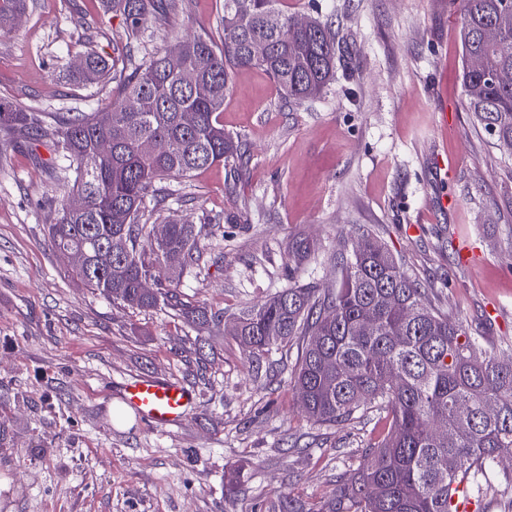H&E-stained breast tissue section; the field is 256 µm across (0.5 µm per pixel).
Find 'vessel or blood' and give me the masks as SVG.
I'll use <instances>...</instances> for the list:
<instances>
[{
    "instance_id": "vessel-or-blood-1",
    "label": "vessel or blood",
    "mask_w": 512,
    "mask_h": 512,
    "mask_svg": "<svg viewBox=\"0 0 512 512\" xmlns=\"http://www.w3.org/2000/svg\"><path fill=\"white\" fill-rule=\"evenodd\" d=\"M124 403L144 424L164 429L181 424L194 404V392L162 376L137 377L123 383Z\"/></svg>"
}]
</instances>
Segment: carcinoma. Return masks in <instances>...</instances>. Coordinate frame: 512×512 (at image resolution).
<instances>
[{
  "instance_id": "carcinoma-1",
  "label": "carcinoma",
  "mask_w": 512,
  "mask_h": 512,
  "mask_svg": "<svg viewBox=\"0 0 512 512\" xmlns=\"http://www.w3.org/2000/svg\"><path fill=\"white\" fill-rule=\"evenodd\" d=\"M29 0H0V33ZM124 16L136 35L148 20L165 19L176 0H101ZM462 84L470 112L499 150L512 155V0H462ZM297 15L283 0H224L221 43L200 33L162 54L122 66L95 51L73 74L82 83L110 75L121 92L94 112L61 115L30 112L0 101V127L46 145L69 161L73 185L51 202L49 234L65 253L87 255L75 269L88 288L132 308L161 300L203 327L218 315L189 306L177 292L147 290L156 263L183 254L171 271L176 282L198 264L205 225L166 223L165 238L149 243L141 218L157 180L186 177L216 163L241 159L221 120L231 75L241 68L264 71L288 101L323 94L333 80L338 31L332 24ZM488 28L498 42L484 39ZM175 55L181 68L168 67ZM138 101L130 111L126 102ZM190 111V127L180 114ZM157 152H140L144 140ZM425 289L371 232H361L352 254L340 259L331 288L293 285L234 317L229 334L248 359L301 337L304 347L290 386L308 418L338 425L373 409L381 432L365 453L356 478L336 481L319 512H457L453 496L479 502L499 475L500 459L512 457V364L496 354L477 355L480 337L425 300ZM318 342H312V338ZM493 403L497 414L484 406ZM441 421L448 435L434 433ZM272 512H310L281 494Z\"/></svg>"
}]
</instances>
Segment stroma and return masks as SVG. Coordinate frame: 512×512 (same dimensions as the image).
<instances>
[{"mask_svg": "<svg viewBox=\"0 0 512 512\" xmlns=\"http://www.w3.org/2000/svg\"><path fill=\"white\" fill-rule=\"evenodd\" d=\"M334 22L336 81L285 100L263 71H238L225 132L238 171L216 164L159 182L144 224H217L177 292L219 314L201 329L167 304L136 309L85 287L47 233L49 203L72 171L0 132V512H270L278 495L319 506L352 479L378 436L375 413L338 426L309 420L288 381L299 340L250 360L226 333L234 313L297 282L331 286L362 231L381 238L485 348L512 358V156L473 125L462 85L460 0H284ZM224 0H185L166 24L132 36L100 0H32L0 34V98L37 112H91L115 81L69 80L94 50L135 58L207 31L224 36ZM42 165H35V158ZM298 237L313 245L295 266ZM481 254L462 262L459 243ZM163 376L197 403L180 425L112 420L123 382ZM241 471L236 493L224 472Z\"/></svg>", "mask_w": 512, "mask_h": 512, "instance_id": "obj_1", "label": "stroma"}]
</instances>
